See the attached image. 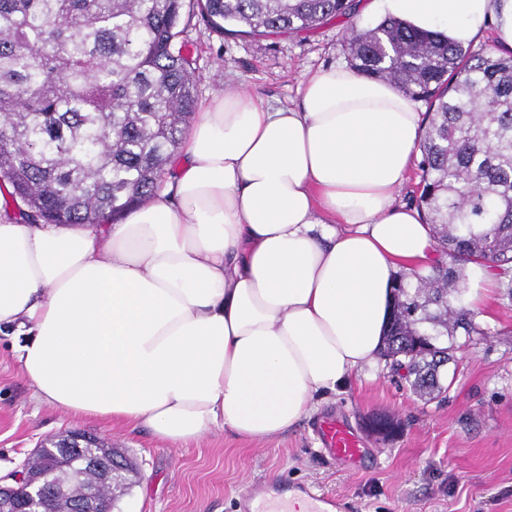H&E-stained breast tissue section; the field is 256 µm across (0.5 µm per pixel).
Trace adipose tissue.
I'll return each instance as SVG.
<instances>
[{"label":"adipose tissue","mask_w":512,"mask_h":512,"mask_svg":"<svg viewBox=\"0 0 512 512\" xmlns=\"http://www.w3.org/2000/svg\"><path fill=\"white\" fill-rule=\"evenodd\" d=\"M466 45L512 0H366ZM300 102L204 104L180 169L117 224L0 220V335L36 397L173 445L281 433L375 358L397 271L436 260L398 202L424 123L387 81L315 72Z\"/></svg>","instance_id":"adipose-tissue-1"}]
</instances>
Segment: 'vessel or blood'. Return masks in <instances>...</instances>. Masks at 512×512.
<instances>
[{
  "label": "vessel or blood",
  "mask_w": 512,
  "mask_h": 512,
  "mask_svg": "<svg viewBox=\"0 0 512 512\" xmlns=\"http://www.w3.org/2000/svg\"><path fill=\"white\" fill-rule=\"evenodd\" d=\"M316 439L324 453L350 468H357L369 451L362 437L344 421L324 417L315 425ZM239 512H297L298 503H305L306 512H333L336 503L311 488L284 495L269 481L246 482L237 496Z\"/></svg>",
  "instance_id": "obj_1"
}]
</instances>
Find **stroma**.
Returning <instances> with one entry per match:
<instances>
[{"instance_id":"obj_1","label":"stroma","mask_w":512,"mask_h":512,"mask_svg":"<svg viewBox=\"0 0 512 512\" xmlns=\"http://www.w3.org/2000/svg\"><path fill=\"white\" fill-rule=\"evenodd\" d=\"M357 23L353 15L299 34L235 36L197 17L178 42L190 52L198 101L242 89L291 106L309 76L346 63L342 36ZM472 311L480 333L437 339L450 354L437 397L415 393L379 356L285 432L248 441L217 430L179 447L38 401L13 340L0 336V477L22 470L44 439L81 429L134 464L114 512H238L237 492L247 480L305 483L342 499L346 512H512V305L494 296ZM321 414L355 426L376 463L353 471L324 455L313 434ZM380 419L394 430L376 432Z\"/></svg>"}]
</instances>
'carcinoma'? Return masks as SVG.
Returning <instances> with one entry per match:
<instances>
[{"label": "carcinoma", "instance_id": "carcinoma-1", "mask_svg": "<svg viewBox=\"0 0 512 512\" xmlns=\"http://www.w3.org/2000/svg\"><path fill=\"white\" fill-rule=\"evenodd\" d=\"M186 0H0V198L45 224H103L152 199L173 174L193 118L197 79L174 49ZM201 19L231 35L312 30L352 15L353 0H200ZM352 66L426 104L418 207L449 262L397 281L381 356L417 393L442 389L439 336L481 334L459 266L494 273L512 304V53H476L395 18L342 37ZM36 451L65 509L95 490L112 499L127 470L94 437Z\"/></svg>", "mask_w": 512, "mask_h": 512}]
</instances>
